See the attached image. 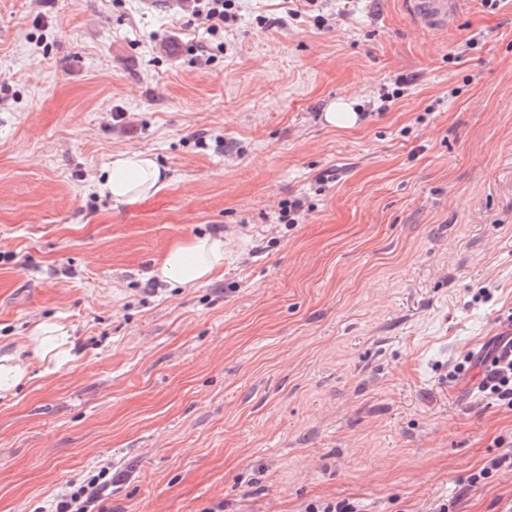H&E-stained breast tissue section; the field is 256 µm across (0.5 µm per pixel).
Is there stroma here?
Instances as JSON below:
<instances>
[{"label": "stroma", "mask_w": 512, "mask_h": 512, "mask_svg": "<svg viewBox=\"0 0 512 512\" xmlns=\"http://www.w3.org/2000/svg\"><path fill=\"white\" fill-rule=\"evenodd\" d=\"M460 3L434 32L406 0H239L211 58L192 0H0V341L72 340L0 397V512L107 462L105 512L512 506L510 471L466 485L512 408L454 372L512 321V0ZM125 151L167 187L99 196ZM217 232L212 282L154 283Z\"/></svg>", "instance_id": "obj_1"}]
</instances>
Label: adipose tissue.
I'll list each match as a JSON object with an SVG mask.
<instances>
[{
  "instance_id": "adipose-tissue-1",
  "label": "adipose tissue",
  "mask_w": 512,
  "mask_h": 512,
  "mask_svg": "<svg viewBox=\"0 0 512 512\" xmlns=\"http://www.w3.org/2000/svg\"><path fill=\"white\" fill-rule=\"evenodd\" d=\"M165 173L146 152H123L115 156L106 175L97 182L100 195L120 203H133L157 193ZM224 266V235L195 237L172 246L155 269L157 278L183 288H196L212 280ZM68 334L63 325L43 322L33 327L24 348L0 345V396L13 393L28 379L32 361L56 363Z\"/></svg>"
}]
</instances>
